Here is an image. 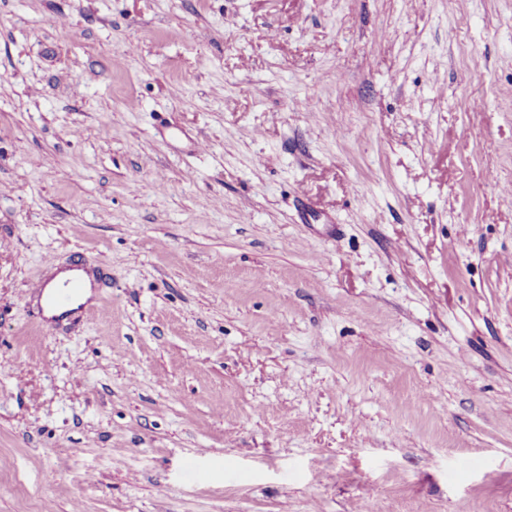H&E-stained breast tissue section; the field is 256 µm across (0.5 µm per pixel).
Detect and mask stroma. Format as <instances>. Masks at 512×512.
I'll use <instances>...</instances> for the list:
<instances>
[{
  "label": "stroma",
  "mask_w": 512,
  "mask_h": 512,
  "mask_svg": "<svg viewBox=\"0 0 512 512\" xmlns=\"http://www.w3.org/2000/svg\"><path fill=\"white\" fill-rule=\"evenodd\" d=\"M492 172L512 0H0V512H512ZM75 277H80L82 279L84 288L82 289V293L79 296L77 303L73 307L76 308L79 303L86 302L92 296V291L89 277L83 271H58V268L56 266H49L47 271V279L45 280L47 286L44 282H35L31 287L35 288L33 292L38 293L39 295L43 293L46 287L45 293L42 296V298L40 300L36 299L35 303L39 301L41 306L45 307L47 293H49L51 291L50 289L52 288H59L52 295L51 300L56 307H66L80 293V290L82 288V284L78 280H73L65 284L67 280ZM64 284L65 288H60Z\"/></svg>",
  "instance_id": "1"
}]
</instances>
